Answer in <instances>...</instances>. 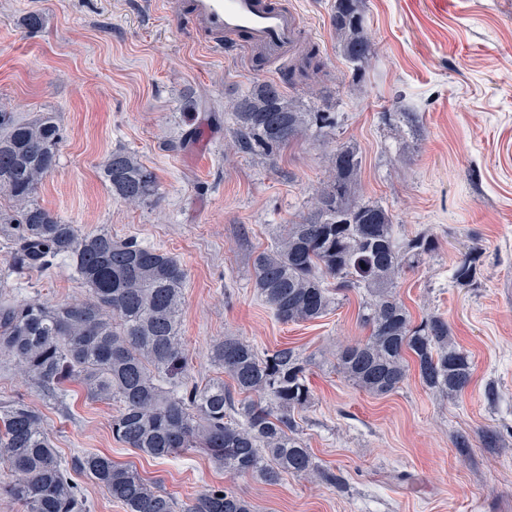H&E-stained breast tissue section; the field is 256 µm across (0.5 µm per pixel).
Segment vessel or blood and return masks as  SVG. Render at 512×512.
Returning <instances> with one entry per match:
<instances>
[{
	"instance_id": "obj_1",
	"label": "vessel or blood",
	"mask_w": 512,
	"mask_h": 512,
	"mask_svg": "<svg viewBox=\"0 0 512 512\" xmlns=\"http://www.w3.org/2000/svg\"><path fill=\"white\" fill-rule=\"evenodd\" d=\"M187 15L204 30L213 48H250L287 66L297 46L300 17L280 0H187Z\"/></svg>"
}]
</instances>
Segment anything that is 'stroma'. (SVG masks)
Segmentation results:
<instances>
[{
	"label": "stroma",
	"mask_w": 512,
	"mask_h": 512,
	"mask_svg": "<svg viewBox=\"0 0 512 512\" xmlns=\"http://www.w3.org/2000/svg\"><path fill=\"white\" fill-rule=\"evenodd\" d=\"M315 42L328 77L324 138H303L267 156L233 145L230 104L253 82L275 79L244 49L209 48L204 32L163 0H0V106L29 119L52 113L63 140L37 201L84 232L108 230L171 253L186 279L181 317L190 373L221 376L213 346L235 336L258 349L323 353L301 437L337 489L282 475L269 484L231 477L200 451L154 459L112 436L113 402L87 400L77 385L56 398L0 358V399L39 411L64 462L89 452L132 464L188 503L208 487H231L255 512H512V0H362L377 51L360 79L340 56L329 22L333 0H287ZM43 14V29L22 25ZM197 101L184 116V98ZM415 121H406L404 111ZM360 151L358 194L394 216L400 239L432 235L437 250L398 279L414 320L444 317L473 361L469 389L442 397L410 372L397 392L376 396L333 367L345 342L368 336L358 317L364 290L325 317L282 323L257 297L253 258L279 225L301 220L331 173L340 144ZM115 149L153 171L160 198L131 206L102 175ZM481 253L476 285L452 278L462 253ZM0 233V299L54 306L85 298L66 260L15 273ZM501 435L484 447L480 430ZM466 433L471 448L453 438Z\"/></svg>",
	"instance_id": "stroma-1"
}]
</instances>
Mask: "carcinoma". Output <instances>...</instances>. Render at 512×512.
<instances>
[{
    "instance_id": "carcinoma-1",
    "label": "carcinoma",
    "mask_w": 512,
    "mask_h": 512,
    "mask_svg": "<svg viewBox=\"0 0 512 512\" xmlns=\"http://www.w3.org/2000/svg\"><path fill=\"white\" fill-rule=\"evenodd\" d=\"M330 22L341 56L359 75L376 53L361 0H334ZM324 68L319 49L307 45L288 67V85L316 84ZM232 112L244 151L274 153L310 132L321 137L328 127L326 113L303 108L273 81L241 92ZM61 141L52 117L20 120L0 108V193L13 202L11 209H0V224L11 238V266L20 273L42 270L64 257L88 292L87 300L62 306L1 303L0 356L12 357L41 389L57 396L75 382L88 400L119 402L112 436L147 456L200 448L230 476L249 474L272 484L288 473L342 487L343 476L319 467L300 437L296 415L311 404V358L289 346L260 352L226 336L214 345L212 359L232 386L190 382L180 336L186 274L176 257L134 239L117 241L105 230L85 234L36 201L43 178L57 166ZM332 163L314 211L280 225L274 245L255 255L258 295L278 321L296 323L325 316L337 294L363 288L368 298L360 321L369 335L337 350L335 368L373 395L398 391L412 368L433 393H464L471 361L451 341L448 321L427 316L415 322L393 291L405 269L436 251L437 240L423 234L400 241L393 215L358 198L361 157L355 147L338 146ZM103 177L112 194L129 204L159 199L154 173L131 151H113ZM480 257L473 250L458 260V286L477 282ZM0 457L13 472L0 492L23 512H85L42 415L20 398L0 404ZM77 464L125 512H176L174 499L131 465L96 453ZM183 512H253V505L211 487Z\"/></svg>"
}]
</instances>
